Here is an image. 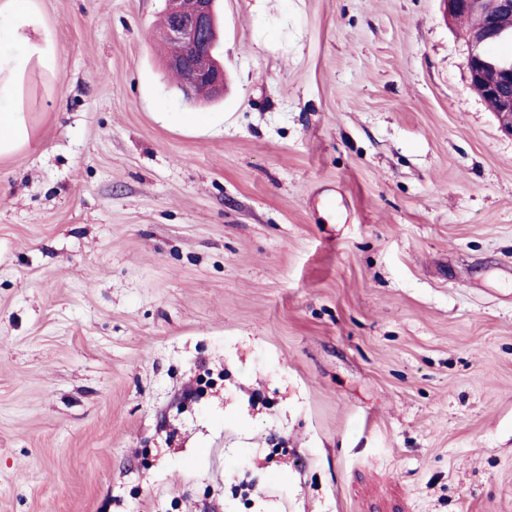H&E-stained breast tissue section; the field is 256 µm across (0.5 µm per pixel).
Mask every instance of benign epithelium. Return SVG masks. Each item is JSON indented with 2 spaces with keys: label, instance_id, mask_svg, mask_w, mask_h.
Returning a JSON list of instances; mask_svg holds the SVG:
<instances>
[{
  "label": "benign epithelium",
  "instance_id": "7a95c632",
  "mask_svg": "<svg viewBox=\"0 0 512 512\" xmlns=\"http://www.w3.org/2000/svg\"><path fill=\"white\" fill-rule=\"evenodd\" d=\"M444 2L448 17L474 21L467 36L470 85L484 101L494 105L500 126L512 135V63H495L486 53L487 45L502 36L501 22L512 19V0ZM215 3L192 0L188 7L185 0H165V36L179 48L168 58L166 69L177 77V87L187 102L196 100L202 88L212 97L224 93V65L215 53L219 28Z\"/></svg>",
  "mask_w": 512,
  "mask_h": 512
}]
</instances>
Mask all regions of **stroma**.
<instances>
[{"label":"stroma","mask_w":512,"mask_h":512,"mask_svg":"<svg viewBox=\"0 0 512 512\" xmlns=\"http://www.w3.org/2000/svg\"><path fill=\"white\" fill-rule=\"evenodd\" d=\"M0 159V512H512V135L442 0H32ZM208 112L187 127L170 112ZM165 0L168 23L166 39L171 54L166 62L168 73L177 77V87L186 102L201 94L218 97L224 93V65L215 53L218 42L216 0ZM177 45H173V44Z\"/></svg>","instance_id":"obj_1"}]
</instances>
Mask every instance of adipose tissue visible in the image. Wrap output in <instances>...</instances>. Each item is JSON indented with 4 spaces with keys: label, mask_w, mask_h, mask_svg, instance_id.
I'll return each mask as SVG.
<instances>
[{
    "label": "adipose tissue",
    "mask_w": 512,
    "mask_h": 512,
    "mask_svg": "<svg viewBox=\"0 0 512 512\" xmlns=\"http://www.w3.org/2000/svg\"><path fill=\"white\" fill-rule=\"evenodd\" d=\"M36 26L31 0H0V41L14 47L11 53H0V158L26 145L31 136L27 117L15 102L18 79L31 62L47 65L55 54L51 43L33 37Z\"/></svg>",
    "instance_id": "obj_1"
}]
</instances>
